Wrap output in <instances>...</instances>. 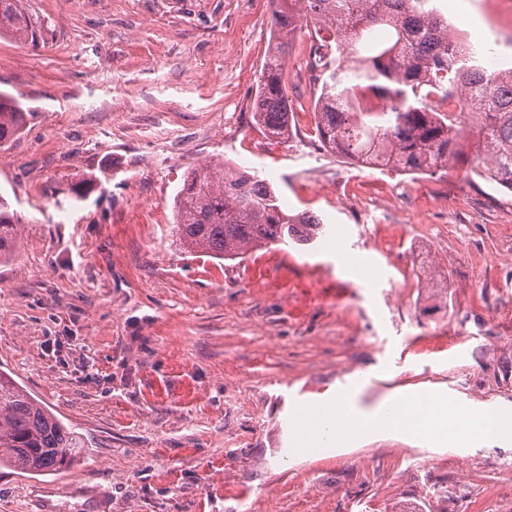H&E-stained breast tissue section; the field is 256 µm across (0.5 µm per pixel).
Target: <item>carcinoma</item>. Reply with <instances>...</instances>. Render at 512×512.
I'll use <instances>...</instances> for the list:
<instances>
[{
	"instance_id": "obj_1",
	"label": "carcinoma",
	"mask_w": 512,
	"mask_h": 512,
	"mask_svg": "<svg viewBox=\"0 0 512 512\" xmlns=\"http://www.w3.org/2000/svg\"><path fill=\"white\" fill-rule=\"evenodd\" d=\"M270 46L257 79L255 126L268 136L289 134L283 62L300 19L313 24L315 58L323 66L315 102L322 144L348 160L405 173L428 174L458 165L466 177L512 192V76L461 57L448 17L432 0H272ZM37 43L22 0H0V37ZM464 112L480 101L482 149L460 142L458 116L437 112L436 100ZM26 109L0 92V145L23 130ZM174 236L189 252L236 259L262 245L311 243L321 218L290 214L267 179L222 163L188 173L174 198ZM18 244V227L0 195V261ZM85 440L0 371V466L25 473L66 469L81 459Z\"/></svg>"
}]
</instances>
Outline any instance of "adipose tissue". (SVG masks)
<instances>
[{
	"label": "adipose tissue",
	"mask_w": 512,
	"mask_h": 512,
	"mask_svg": "<svg viewBox=\"0 0 512 512\" xmlns=\"http://www.w3.org/2000/svg\"><path fill=\"white\" fill-rule=\"evenodd\" d=\"M293 418L299 441L312 444L324 457L365 439L403 433L423 436L443 447L452 438L463 445L512 442V411L454 415L447 394L434 389L390 397L368 410L358 407L353 396L342 395L331 404L295 411Z\"/></svg>",
	"instance_id": "obj_1"
}]
</instances>
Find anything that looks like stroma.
I'll return each mask as SVG.
<instances>
[{
    "instance_id": "35a3bbf8",
    "label": "stroma",
    "mask_w": 512,
    "mask_h": 512,
    "mask_svg": "<svg viewBox=\"0 0 512 512\" xmlns=\"http://www.w3.org/2000/svg\"><path fill=\"white\" fill-rule=\"evenodd\" d=\"M438 6L452 34L495 29L512 63V0ZM24 7L42 41L0 37V91L29 110L0 148L20 231L0 263V370L88 452L62 471L0 467V512H512V444L288 451L295 403L348 392L512 409V193L456 168L387 178L327 150L317 90L296 91L303 26L284 66L290 135L260 132L269 0ZM211 161L261 171L324 237L184 252L174 198ZM424 252L447 293L402 289Z\"/></svg>"
}]
</instances>
